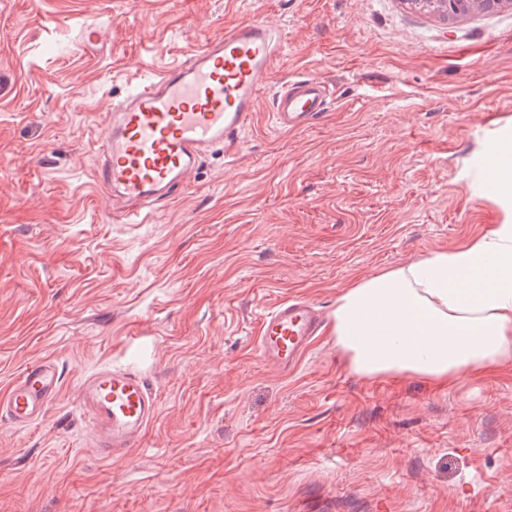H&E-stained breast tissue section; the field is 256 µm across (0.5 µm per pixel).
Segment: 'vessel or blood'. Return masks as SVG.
I'll return each mask as SVG.
<instances>
[{
  "instance_id": "vessel-or-blood-1",
  "label": "vessel or blood",
  "mask_w": 512,
  "mask_h": 512,
  "mask_svg": "<svg viewBox=\"0 0 512 512\" xmlns=\"http://www.w3.org/2000/svg\"><path fill=\"white\" fill-rule=\"evenodd\" d=\"M283 45L282 31L265 20L234 25L113 103L94 175L112 200L115 219L147 222L154 208L187 186L204 157L237 144L257 115ZM328 97L320 78L283 81L272 96L274 122L284 131L306 129L324 112ZM319 328L313 303L280 300L263 314L258 349L278 372H291ZM60 389L53 361L28 363L0 395V419L17 427L35 424ZM79 407L99 453L112 458L138 447L159 402L138 368L103 367L81 380Z\"/></svg>"
}]
</instances>
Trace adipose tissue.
I'll return each mask as SVG.
<instances>
[{
  "instance_id": "adipose-tissue-1",
  "label": "adipose tissue",
  "mask_w": 512,
  "mask_h": 512,
  "mask_svg": "<svg viewBox=\"0 0 512 512\" xmlns=\"http://www.w3.org/2000/svg\"><path fill=\"white\" fill-rule=\"evenodd\" d=\"M330 334L367 379L436 384L512 367V224L346 288Z\"/></svg>"
}]
</instances>
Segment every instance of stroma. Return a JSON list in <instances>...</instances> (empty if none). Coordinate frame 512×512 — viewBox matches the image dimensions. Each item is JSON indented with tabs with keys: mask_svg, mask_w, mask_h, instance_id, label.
Listing matches in <instances>:
<instances>
[{
	"mask_svg": "<svg viewBox=\"0 0 512 512\" xmlns=\"http://www.w3.org/2000/svg\"><path fill=\"white\" fill-rule=\"evenodd\" d=\"M254 18L284 33L275 81L334 87L324 114L280 131L265 89L237 155L215 151L151 221H113L93 147L128 74ZM493 152L512 154V5L448 21L407 0H0V389L40 358L62 376L42 421L0 420V512H512V370L369 380L323 335L282 376L258 351L275 302L331 312L355 281L504 223ZM138 323L159 415L105 459L78 386L129 366Z\"/></svg>",
	"mask_w": 512,
	"mask_h": 512,
	"instance_id": "35a3bbf8",
	"label": "stroma"
}]
</instances>
